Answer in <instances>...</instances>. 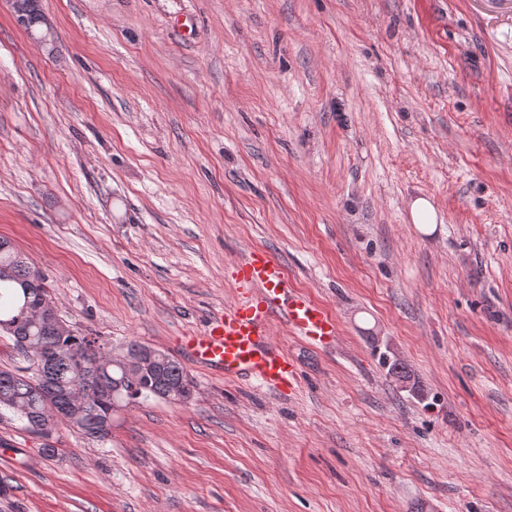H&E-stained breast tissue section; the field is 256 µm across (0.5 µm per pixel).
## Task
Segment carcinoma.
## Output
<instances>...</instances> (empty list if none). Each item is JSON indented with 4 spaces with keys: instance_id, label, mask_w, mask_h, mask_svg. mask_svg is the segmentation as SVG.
<instances>
[{
    "instance_id": "obj_1",
    "label": "carcinoma",
    "mask_w": 512,
    "mask_h": 512,
    "mask_svg": "<svg viewBox=\"0 0 512 512\" xmlns=\"http://www.w3.org/2000/svg\"><path fill=\"white\" fill-rule=\"evenodd\" d=\"M26 30L46 33L45 15L38 0H21ZM52 298L46 276L15 246L0 253V336L13 341L22 351V341L30 338L61 351V357L46 363L30 362L23 369H0V421L16 423L39 433L44 416L54 425L77 428L86 438L107 441L112 430L105 422L112 413L134 403L159 400L187 404L196 386L185 367L161 351L150 365L132 368L125 354L148 348L130 341L116 353L112 344L99 336L75 331L67 336L53 334L43 323L28 319L25 312ZM383 365L396 381L410 376L407 363L382 354Z\"/></svg>"
}]
</instances>
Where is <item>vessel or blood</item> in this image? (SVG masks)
<instances>
[{
    "instance_id": "vessel-or-blood-1",
    "label": "vessel or blood",
    "mask_w": 512,
    "mask_h": 512,
    "mask_svg": "<svg viewBox=\"0 0 512 512\" xmlns=\"http://www.w3.org/2000/svg\"><path fill=\"white\" fill-rule=\"evenodd\" d=\"M234 300L211 317L202 333L181 337L179 345L196 365L228 380L247 379L279 394L295 393L298 368L273 338L272 325L313 345L337 335L335 318L321 304L292 290L281 262L251 250L231 271Z\"/></svg>"
}]
</instances>
